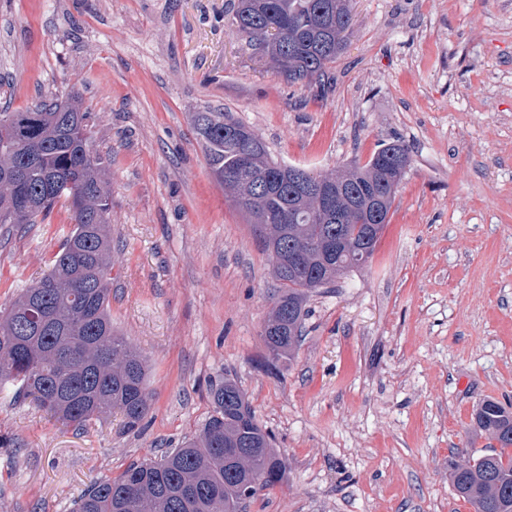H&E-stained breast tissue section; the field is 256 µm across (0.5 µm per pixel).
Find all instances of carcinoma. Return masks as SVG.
<instances>
[{
  "instance_id": "carcinoma-1",
  "label": "carcinoma",
  "mask_w": 512,
  "mask_h": 512,
  "mask_svg": "<svg viewBox=\"0 0 512 512\" xmlns=\"http://www.w3.org/2000/svg\"><path fill=\"white\" fill-rule=\"evenodd\" d=\"M232 25L287 83L310 84L343 52L352 11L350 0H237ZM270 27L278 29L276 48L268 42ZM90 120L75 90L65 101L0 111V224H43L60 202L73 224L47 271L0 316V386L64 424L82 428L117 410L131 430L150 411L146 362L112 331L108 165L90 148ZM226 123L222 112L194 115L212 174L273 260L280 290L262 336L263 367L273 373L302 338L306 293L372 257L409 152L394 141L345 172L322 176L303 169L306 182L341 198L339 212H329L288 178L248 126L236 123L242 134L235 136ZM246 151L251 163L243 170ZM75 182L78 193H59ZM329 236L342 240L332 253L323 248ZM295 252L304 254L298 268L289 266ZM211 395L214 414L198 438L92 483L73 512H242L277 486L283 462L239 386L226 378ZM483 434L499 449L450 463L449 479L473 512H512V410L482 402L475 435ZM235 448L248 453L236 457Z\"/></svg>"
}]
</instances>
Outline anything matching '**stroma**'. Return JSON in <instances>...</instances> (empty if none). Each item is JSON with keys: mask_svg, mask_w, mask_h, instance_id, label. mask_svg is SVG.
Returning a JSON list of instances; mask_svg holds the SVG:
<instances>
[{"mask_svg": "<svg viewBox=\"0 0 512 512\" xmlns=\"http://www.w3.org/2000/svg\"><path fill=\"white\" fill-rule=\"evenodd\" d=\"M235 0H0V109L79 90L110 159L114 330L151 410L62 425L0 391V512H71L95 481L196 438L233 379L283 481L246 512H471L448 463L485 453L473 412L512 403V0H352L324 84H288ZM250 127L321 175L383 144L410 163L366 266L308 292L279 375L258 366L273 262L213 177L193 116ZM71 230L0 226V311Z\"/></svg>", "mask_w": 512, "mask_h": 512, "instance_id": "obj_1", "label": "stroma"}]
</instances>
